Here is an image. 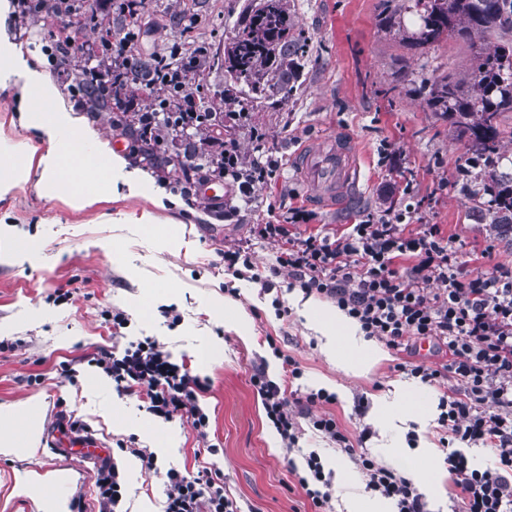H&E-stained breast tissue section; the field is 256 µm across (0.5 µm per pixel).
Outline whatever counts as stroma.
Here are the masks:
<instances>
[{"label":"stroma","mask_w":512,"mask_h":512,"mask_svg":"<svg viewBox=\"0 0 512 512\" xmlns=\"http://www.w3.org/2000/svg\"><path fill=\"white\" fill-rule=\"evenodd\" d=\"M259 3L194 0L187 8L182 0H145L134 53L141 60L177 54L190 43L211 54L228 50ZM410 4L282 0L291 35L306 41L291 95H284L273 75L287 70L285 55L277 57L273 70L262 72L255 93L240 91L226 69L209 64L200 72V96L210 111L224 113L229 95L237 96L247 114L233 132L243 158L251 160L261 148L269 151L282 161L276 179L257 186L228 221L222 199L207 197L199 187L183 191L181 171L167 169L154 184L170 203L155 211L152 224L139 221L152 209L149 199L110 196L112 155L137 165L131 135L117 128L111 113L87 115L69 78L101 31L122 38L124 17L111 0H88V17L79 24L63 13L49 17L48 26L74 48L63 62L51 40H44L41 51L28 50L24 27L8 19V38L50 74L79 126L97 133L93 147L104 164L87 185L100 198L91 208L72 211L62 202H45L30 188L0 200V221L13 228L17 245L14 259L0 261V404L33 400L43 421L40 441L28 456L0 455V512H42L27 486L52 495L62 479L72 485L59 494L67 512H98L97 466L73 443L85 434L98 440L97 455L118 468L125 486L121 512H163L166 471L202 466L223 478L240 512H312L295 477L312 451L331 474L328 512H342L347 496L366 495V474L336 443L312 431L309 416L335 417L351 442L386 465L385 428L372 413L374 399L390 382L406 380L399 364L434 367L446 356L435 341L422 339L409 350L389 351L366 374L337 370L295 311H277V303L289 300L288 277L273 274L276 247L254 235L253 227L296 208L305 219L292 226L295 236L339 235L349 225L366 219L381 223L406 211L412 231L429 224L442 228L463 275L512 267V234L492 223L470 195L484 167L467 175L474 150L450 120L426 104L436 78L469 83L475 51L461 39L416 51L409 44L415 29ZM254 128L263 132V144L253 140ZM339 129L360 147L359 188L342 208H316L307 202L291 157L303 142ZM237 247L250 253L271 290L225 271L224 252ZM241 313L249 318L243 331L235 326ZM117 315L122 324H114ZM147 336L166 343L174 360L203 381L197 400L210 418L207 442H199L191 418L165 420L147 413L145 390L118 392L94 366L101 349H121ZM286 357L300 367L299 378L284 372ZM261 367L297 404L295 445L282 440L250 382ZM333 383L344 389L335 402L305 406L309 393ZM397 436L410 452L424 442L435 448L433 461L417 464L418 472L443 467L446 450L436 420L401 426ZM136 448L155 453V468L128 469Z\"/></svg>","instance_id":"stroma-1"}]
</instances>
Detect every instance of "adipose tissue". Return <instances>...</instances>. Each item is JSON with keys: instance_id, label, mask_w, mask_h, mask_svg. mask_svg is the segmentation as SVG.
<instances>
[{"instance_id": "ef3b65f1", "label": "adipose tissue", "mask_w": 512, "mask_h": 512, "mask_svg": "<svg viewBox=\"0 0 512 512\" xmlns=\"http://www.w3.org/2000/svg\"><path fill=\"white\" fill-rule=\"evenodd\" d=\"M11 12L10 0H0V89L14 94L18 121L25 129L36 130L38 140H25L17 147L18 162L0 167V199L11 196L26 184H34L39 195L49 201L64 200L75 210L94 206L97 196L80 190H65L67 179L92 180L96 172L85 165L90 152L74 150L62 142L63 133L76 131L77 120L50 75L31 66L22 52L4 33ZM53 104L50 112L32 105L33 99ZM112 195L116 198L149 197L154 207H163L146 175L127 169L120 156L112 158ZM292 304L298 315L318 338L322 354L347 373L368 371L386 358L387 353L375 340L364 336L359 324L343 311L329 308L312 296L295 295ZM376 412L389 422L425 421L431 406L423 391L400 382L375 405ZM41 435V419L29 402L0 404V454L26 456Z\"/></svg>"}]
</instances>
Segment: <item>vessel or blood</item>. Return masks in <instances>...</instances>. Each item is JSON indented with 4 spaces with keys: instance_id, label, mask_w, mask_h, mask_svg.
Masks as SVG:
<instances>
[{
    "instance_id": "b4317fda",
    "label": "vessel or blood",
    "mask_w": 512,
    "mask_h": 512,
    "mask_svg": "<svg viewBox=\"0 0 512 512\" xmlns=\"http://www.w3.org/2000/svg\"><path fill=\"white\" fill-rule=\"evenodd\" d=\"M292 167L308 189L309 204H342L359 183L357 142L343 131L309 140L293 156Z\"/></svg>"
}]
</instances>
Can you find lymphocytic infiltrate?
Returning a JSON list of instances; mask_svg holds the SVG:
<instances>
[{"mask_svg":"<svg viewBox=\"0 0 512 512\" xmlns=\"http://www.w3.org/2000/svg\"><path fill=\"white\" fill-rule=\"evenodd\" d=\"M142 0H118L128 16L125 35L112 52L111 63L90 69L93 82H111L115 93L141 85L152 100L145 110L127 113L142 140L166 150L174 140L195 141L212 176L223 179L229 193L225 215L236 212V200H249L255 186L274 178L281 163L260 153L243 162L235 141L221 137L212 112L198 100L189 75L206 64L205 51L184 59L158 57L148 78H141L131 52L138 38L136 19ZM162 96H154V89ZM404 215L394 223L370 221L351 225L338 237L310 235L290 239L284 224H259L258 237L277 243L274 273H287L292 285L336 303L357 320L366 337L394 350L415 338H432L446 347L448 361L439 367L413 365L407 373L424 382L449 381L439 399L441 442L448 449V470L456 477L461 512H512V270L495 269L467 277L459 272L439 225L417 234L407 231ZM117 391L147 386L149 413L172 419L188 412L199 438H207L208 415L197 404L203 388L199 378L174 362L163 343L153 338L129 344L122 352L104 349L95 359ZM251 384L261 396L266 416L288 444L298 436L296 412L280 386L265 371ZM312 425L355 460L368 476L370 490L392 499L396 512H429L417 488L395 470L376 465L354 448L332 416L313 418ZM491 449L495 466L471 467L459 443ZM306 473L298 483L313 512H324L332 498L316 453L305 459ZM164 512H237L222 478L211 470L166 472Z\"/></svg>","mask_w":512,"mask_h":512,"instance_id":"obj_1","label":"lymphocytic infiltrate"}]
</instances>
